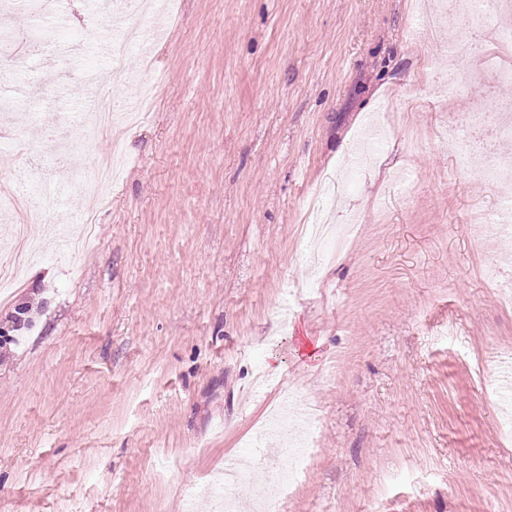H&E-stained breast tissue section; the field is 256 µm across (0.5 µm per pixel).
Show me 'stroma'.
Returning <instances> with one entry per match:
<instances>
[{"instance_id": "obj_1", "label": "stroma", "mask_w": 512, "mask_h": 512, "mask_svg": "<svg viewBox=\"0 0 512 512\" xmlns=\"http://www.w3.org/2000/svg\"><path fill=\"white\" fill-rule=\"evenodd\" d=\"M419 0H172L147 54L62 68L60 42L113 31L88 0L60 20L19 11L25 73L0 63L9 186L48 190L106 157L69 142L65 168L30 137L65 126L39 93L138 99L118 181L83 251L57 235L86 207L60 193L30 226L41 254L0 299V512H188L232 459L257 512L275 482L253 444L288 390L317 406L312 452L282 512H512V232L488 223L497 185L448 146L474 97L431 88L442 52ZM503 21L457 0L443 28L494 46ZM338 222L321 256L310 224ZM38 301L22 325L18 307Z\"/></svg>"}]
</instances>
